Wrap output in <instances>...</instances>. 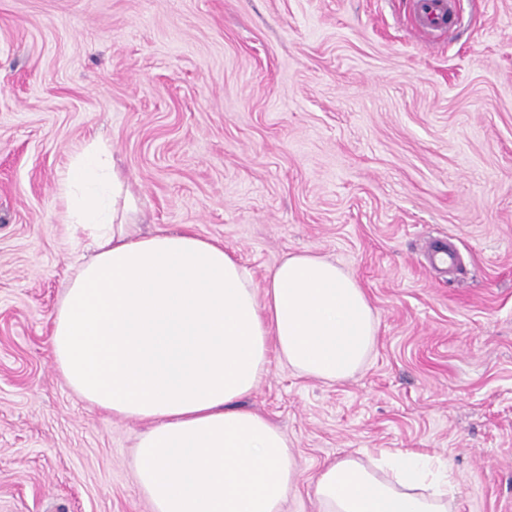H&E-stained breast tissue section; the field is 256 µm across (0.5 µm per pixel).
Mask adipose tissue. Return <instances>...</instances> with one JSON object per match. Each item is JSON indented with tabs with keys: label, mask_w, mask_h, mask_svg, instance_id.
Returning <instances> with one entry per match:
<instances>
[{
	"label": "adipose tissue",
	"mask_w": 512,
	"mask_h": 512,
	"mask_svg": "<svg viewBox=\"0 0 512 512\" xmlns=\"http://www.w3.org/2000/svg\"><path fill=\"white\" fill-rule=\"evenodd\" d=\"M59 189L94 253L63 286L50 349L83 400L145 424L139 495L152 512H283L298 481L288 436L242 402L272 350L325 382L367 363L378 325L360 282L309 251L259 289L234 253L192 228L143 232L101 140L74 155ZM455 490L438 457L401 449L345 454L313 482L318 512H452Z\"/></svg>",
	"instance_id": "adipose-tissue-1"
}]
</instances>
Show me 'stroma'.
Instances as JSON below:
<instances>
[{"label":"stroma","mask_w":512,"mask_h":512,"mask_svg":"<svg viewBox=\"0 0 512 512\" xmlns=\"http://www.w3.org/2000/svg\"><path fill=\"white\" fill-rule=\"evenodd\" d=\"M0 0V512H151L141 422L82 400L48 345L76 267L57 180L100 139L144 228L223 243L257 287L324 255L374 352L325 383L271 358L244 405L288 436L285 512L348 452L446 461L455 512H512V0ZM460 266L434 268V241ZM413 10L422 29L438 32L455 22L453 0H412Z\"/></svg>","instance_id":"1"}]
</instances>
